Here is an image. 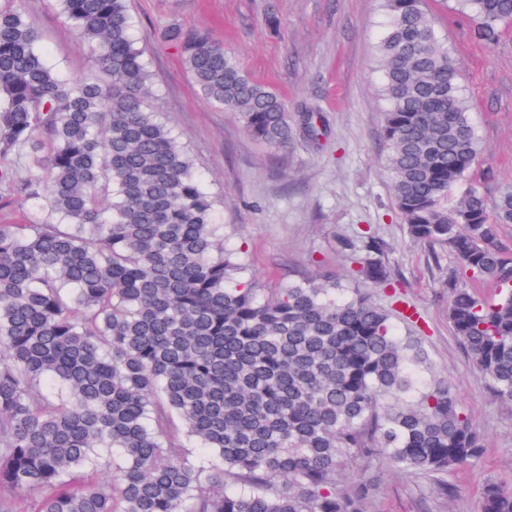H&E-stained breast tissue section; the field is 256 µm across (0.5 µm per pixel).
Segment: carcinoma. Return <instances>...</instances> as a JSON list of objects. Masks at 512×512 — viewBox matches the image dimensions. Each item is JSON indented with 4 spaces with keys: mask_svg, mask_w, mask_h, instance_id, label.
Wrapping results in <instances>:
<instances>
[{
    "mask_svg": "<svg viewBox=\"0 0 512 512\" xmlns=\"http://www.w3.org/2000/svg\"><path fill=\"white\" fill-rule=\"evenodd\" d=\"M58 2L92 62L78 81L48 60L27 0L0 7V205L36 204L0 224V512H365L379 457L459 493L445 476L485 446L448 383L418 387L428 350L394 325L417 311L326 274L260 298L190 153L148 107L128 0ZM439 2L488 48L512 23V0ZM382 7L393 198L412 241L455 255L448 323L512 404V186L491 200L468 181L478 141L427 0ZM157 39L254 140L292 142L285 101L207 33L170 24ZM343 247L360 254L351 279L392 284L380 238ZM480 512H512V486L485 485Z\"/></svg>",
    "mask_w": 512,
    "mask_h": 512,
    "instance_id": "cac0c4a2",
    "label": "carcinoma"
}]
</instances>
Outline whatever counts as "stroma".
<instances>
[{
	"label": "stroma",
	"instance_id": "35a3bbf8",
	"mask_svg": "<svg viewBox=\"0 0 512 512\" xmlns=\"http://www.w3.org/2000/svg\"><path fill=\"white\" fill-rule=\"evenodd\" d=\"M129 6L152 74L151 105L218 196L223 233L247 250L257 287L325 272L346 278L356 263L342 240L366 230L382 238L394 279L421 315L419 334L433 362L423 380L447 379L483 436V461L451 477L460 488L456 496L437 497L433 479L394 474L381 464L366 512H479L487 480L512 482V405L491 397L448 327L446 282L455 256L411 242L392 198L375 57L385 22L380 0H130ZM27 7L52 63L71 78L87 75V53L56 0H28ZM432 9L461 65L480 144L475 176L496 195L512 185V31L488 49L470 38L467 21L437 2ZM171 23L206 29L245 72L280 94L292 115L314 113L318 138L299 133L285 148L255 142L236 114L203 99L179 51L155 41V30Z\"/></svg>",
	"mask_w": 512,
	"mask_h": 512
}]
</instances>
